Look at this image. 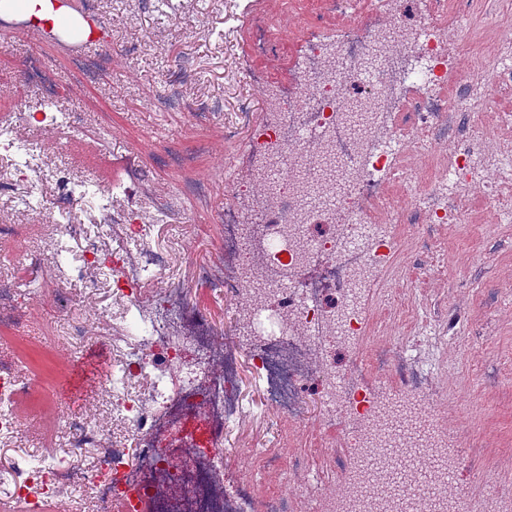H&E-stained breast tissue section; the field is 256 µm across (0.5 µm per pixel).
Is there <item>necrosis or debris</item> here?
Masks as SVG:
<instances>
[{
  "mask_svg": "<svg viewBox=\"0 0 512 512\" xmlns=\"http://www.w3.org/2000/svg\"><path fill=\"white\" fill-rule=\"evenodd\" d=\"M366 8L373 22L307 38L290 94L267 92L277 122L256 135L272 148L234 187L252 195L253 207L246 213L225 206L224 257L200 274L225 294L246 299L251 366L271 409L303 425L306 388L318 383L327 392L324 419L347 421L343 441L353 481L339 495L304 481L296 494L312 512H469L465 498L441 491L458 458L434 448H422L419 459L420 468L431 471L428 495L387 501L377 495V486L403 463L391 433L399 404L385 394L364 397V363L340 368L336 355L362 333L350 308L362 276L385 256L379 225L469 220L462 199L423 191L417 173L397 167L402 149L417 146L437 156L446 169L440 185L457 187L471 183L479 156L493 153L481 188L495 202L496 222L512 219L504 204L512 196V114L477 104L479 92L512 90V33L502 29L488 0L482 20L497 41L481 63L451 51L465 18L449 16L447 0H368ZM403 112L411 120L401 127L395 119ZM4 159L12 175L0 177V197L12 194L16 182L36 181L38 163L23 152L15 128L1 124ZM387 170L404 183L402 195L391 194ZM81 193L68 169L57 168L47 228L56 240H85L69 277L91 271L108 277L125 310L140 317L134 337H114L112 348L123 354L116 366L123 382L146 381L144 395L129 400L107 383L94 393L133 434L136 456L127 460L104 424L82 414L68 420L70 446L77 455L93 449L97 460L91 467L59 463L63 407L52 371L71 361L17 335L9 307L28 255L14 251L10 275H0V341L12 342L16 352L13 364L0 366V445L16 452L0 473V504L24 503L30 512L44 506L101 512L108 505L118 512H291L288 498H258L250 482L224 472V433L245 416L240 343L215 336L205 316L189 312L180 290L164 287L167 260L147 244L152 221L180 207V196H160L148 213L127 186L98 194L104 223L132 243L107 253L87 226L67 219ZM416 347L404 338L374 353L377 369L397 364L399 388L411 399L426 385ZM33 423L50 431L37 467L28 451L16 448Z\"/></svg>",
  "mask_w": 512,
  "mask_h": 512,
  "instance_id": "1",
  "label": "necrosis or debris"
}]
</instances>
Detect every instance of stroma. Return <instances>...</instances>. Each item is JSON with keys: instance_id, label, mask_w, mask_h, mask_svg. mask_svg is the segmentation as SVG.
<instances>
[{"instance_id": "35a3bbf8", "label": "stroma", "mask_w": 512, "mask_h": 512, "mask_svg": "<svg viewBox=\"0 0 512 512\" xmlns=\"http://www.w3.org/2000/svg\"><path fill=\"white\" fill-rule=\"evenodd\" d=\"M225 0H72V10L96 17L107 29V44L89 42L75 51L24 26L22 17L0 25V122L16 124L25 147L43 162L41 180L20 185V194L48 198L51 177L60 166L81 180L124 182L142 197L194 184L201 195L188 208L169 214L153 229L155 250L168 253L167 278L181 289L190 311L205 314L215 333L233 336L237 304L200 276L219 265L224 230L218 222L234 199L237 181L266 149L254 133L274 121L266 108L260 79L284 89L302 58V33L344 25L329 0H254L251 14L234 33L224 32ZM39 60L57 87L70 92L67 108L80 118L78 136L41 130L27 108L39 92L27 77ZM94 63L90 76L79 66ZM106 131L101 146L90 136ZM466 224H439L426 241L415 224H386L389 249L374 284L362 289L356 315L364 332L346 359L371 358L395 333L416 336L426 317L458 321L441 342L422 345L417 360L429 368L423 413L434 420L442 445L468 431L458 447L460 464L447 490L467 497L471 512H496L494 485L512 486V222L493 223L480 189L468 194ZM42 210L18 213L0 198V225L19 224L22 249L33 253L27 281L50 276L54 248L41 231ZM81 303L86 329L71 334L57 313ZM112 296L69 281L47 290L37 308L17 329L29 338L47 336L48 346H64L73 364L60 383L68 410L88 411L87 399L111 369ZM242 398L249 412L224 435L227 470L253 484L257 495H291L299 475L282 478L270 464L296 459L321 482L343 491L351 465L342 444L341 425L322 420L320 403L310 400V417L298 426L276 416L261 393V382L246 373ZM482 468L489 483L474 481Z\"/></svg>"}]
</instances>
